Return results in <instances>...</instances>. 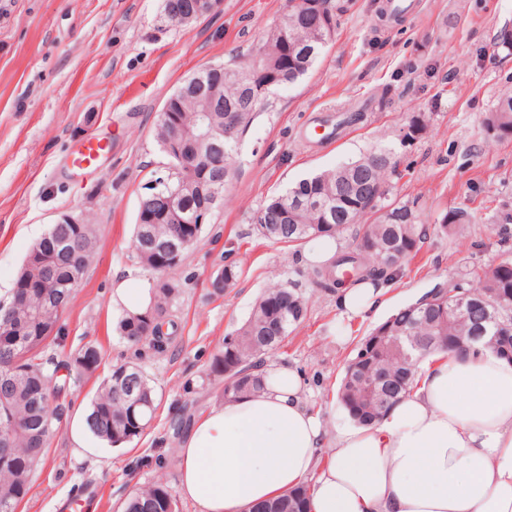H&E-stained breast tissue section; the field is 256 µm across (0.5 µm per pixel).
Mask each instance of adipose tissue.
<instances>
[{"label":"adipose tissue","mask_w":512,"mask_h":512,"mask_svg":"<svg viewBox=\"0 0 512 512\" xmlns=\"http://www.w3.org/2000/svg\"><path fill=\"white\" fill-rule=\"evenodd\" d=\"M214 406L178 445L180 490L201 512L253 508L314 476L311 512H512V363L484 353L424 364L371 427L329 432L299 371Z\"/></svg>","instance_id":"obj_1"}]
</instances>
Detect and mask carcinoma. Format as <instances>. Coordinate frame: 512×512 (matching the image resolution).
I'll list each match as a JSON object with an SVG mask.
<instances>
[{
  "label": "carcinoma",
  "mask_w": 512,
  "mask_h": 512,
  "mask_svg": "<svg viewBox=\"0 0 512 512\" xmlns=\"http://www.w3.org/2000/svg\"><path fill=\"white\" fill-rule=\"evenodd\" d=\"M323 7L336 20V0H285L279 20L262 36L245 60L230 59L204 65L193 72L200 78L194 89L183 81L167 98L169 118L187 127L201 120L224 124V107L238 109L239 128L224 140L218 163L208 171L192 175L183 170L177 154L168 150V123L156 116L155 138L167 158L164 175L148 187L137 214L155 215L152 224H133L132 249L141 267L156 274L151 301L140 314L124 316L118 333L127 343L154 354L167 352L180 324L174 302L181 291L174 277L181 263L157 265L156 257L169 242L178 238L182 224L162 214L169 199L194 212L216 195L214 208L224 203V193L234 176V162L241 137L267 105L273 91L292 85L313 68L330 41L329 32L318 28L314 10ZM271 65L278 80L258 93L245 89L238 76L252 68L253 55ZM216 107L202 111L201 101ZM430 120L428 112H412L403 129L401 144L416 140ZM493 136H512V93L504 94L495 110L484 121ZM395 149L380 145L371 153L301 178L270 196L253 217V230L260 238L300 247L320 237L334 238L352 225L358 226L354 247L339 252L330 261L307 268L311 285L324 293H337L347 283L370 280L391 283L401 275L419 251L430 228L422 224L421 209L415 201L389 200L387 174L393 169ZM84 223L52 224L46 235L56 243L48 256L53 275L24 262L9 300L0 305V512H16L30 490V475L47 454L53 434L55 414L51 396L61 395L65 386L53 384L58 369L78 375L94 373L101 364L100 347L88 342L61 362L44 359L42 350L60 344L64 332L61 318L85 270L95 258L98 234L94 218ZM469 212L455 208L433 225V234L458 236L465 230ZM331 224L321 231V224ZM241 269L224 261L210 281V295L221 296L233 285ZM469 295L479 302H506L499 315L512 323V258L499 264L478 266L453 283L433 288L421 298L414 314L406 305L388 317L381 326L389 327L377 344L363 336L357 342L341 378L337 399L351 420L362 426L380 423L401 399L409 396L419 382V365L437 357L481 354L494 350L490 337L497 330L482 331L486 325L481 308L463 317L450 312L454 300ZM310 297L292 282H274L255 301L243 324L224 337V345L213 355L210 374L224 381L222 396L231 402L258 391L266 358L284 345L292 330L307 316ZM412 332L417 349L415 364L403 365L394 337ZM472 336L464 349H448V337ZM157 409V394L137 359L112 366L103 379L87 414L91 434L115 447L140 438L150 427ZM172 462L158 449L136 458L132 468L163 469ZM312 485L301 483L291 491L263 504L254 512H308ZM123 512H181L180 502L164 481L141 486L123 503Z\"/></svg>",
  "instance_id": "carcinoma-1"
}]
</instances>
